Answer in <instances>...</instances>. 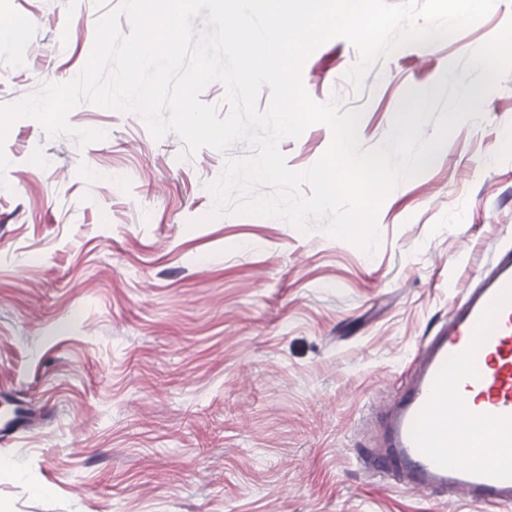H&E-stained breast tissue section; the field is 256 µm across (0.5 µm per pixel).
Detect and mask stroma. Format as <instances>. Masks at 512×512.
Wrapping results in <instances>:
<instances>
[{
	"instance_id": "obj_1",
	"label": "stroma",
	"mask_w": 512,
	"mask_h": 512,
	"mask_svg": "<svg viewBox=\"0 0 512 512\" xmlns=\"http://www.w3.org/2000/svg\"><path fill=\"white\" fill-rule=\"evenodd\" d=\"M119 0H0L21 39L0 41V105L73 79ZM512 18L482 21L377 59L335 38L301 70L316 102L362 111L374 149L404 94L430 91L423 137L452 97L477 90L468 55ZM457 126L426 171L395 187L364 251L277 218L213 221L209 184L227 156L185 154L136 114L84 101L68 123L103 131L77 147L15 121L0 187V415L29 429L0 441V512H498L380 478L374 397L395 393L421 344L512 246V74ZM324 124L279 142L314 165Z\"/></svg>"
}]
</instances>
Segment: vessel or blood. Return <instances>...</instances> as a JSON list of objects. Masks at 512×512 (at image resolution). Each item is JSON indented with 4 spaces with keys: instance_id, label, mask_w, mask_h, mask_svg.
<instances>
[{
    "instance_id": "b4317fda",
    "label": "vessel or blood",
    "mask_w": 512,
    "mask_h": 512,
    "mask_svg": "<svg viewBox=\"0 0 512 512\" xmlns=\"http://www.w3.org/2000/svg\"><path fill=\"white\" fill-rule=\"evenodd\" d=\"M452 405L464 407L471 437L424 434L427 421ZM382 415L373 470L458 501L512 506V248L496 255L424 342L410 381Z\"/></svg>"
}]
</instances>
